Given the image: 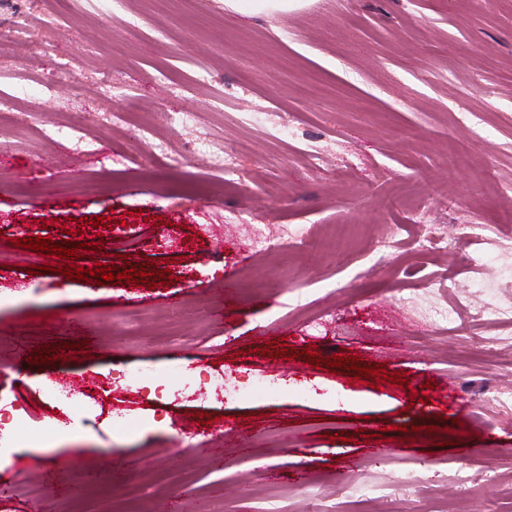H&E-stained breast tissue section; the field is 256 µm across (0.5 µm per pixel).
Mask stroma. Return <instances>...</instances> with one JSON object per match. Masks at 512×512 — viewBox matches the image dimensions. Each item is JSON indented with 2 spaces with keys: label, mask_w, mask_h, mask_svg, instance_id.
Returning a JSON list of instances; mask_svg holds the SVG:
<instances>
[{
  "label": "stroma",
  "mask_w": 512,
  "mask_h": 512,
  "mask_svg": "<svg viewBox=\"0 0 512 512\" xmlns=\"http://www.w3.org/2000/svg\"><path fill=\"white\" fill-rule=\"evenodd\" d=\"M25 9L0 0V96L14 103L0 123V406L32 411L51 449L0 464V512H178L188 497L223 512H512V409L483 399L512 369V335L487 349L497 323L469 316L512 310V253L475 242L477 263L457 272L448 249L415 246L424 224L512 236V195L474 179L488 169L512 184V0H310L272 16L224 0ZM31 35L54 46L33 68L20 55ZM105 76L113 110L135 98L143 112L107 119ZM254 109L266 125L248 120ZM175 112L199 121L173 125ZM283 123L293 138L274 137ZM197 140L232 153L235 172L189 155ZM309 226L312 248L252 249L256 229ZM389 235L394 248L367 265ZM36 236L82 244L79 266H152L171 282L66 279L61 258L15 245ZM303 305L324 314L321 328ZM438 312L468 333L435 329ZM281 337L298 359L265 353ZM51 344L65 363L30 364ZM310 346L409 384L374 389L315 367L301 357ZM169 364L194 388L224 370L284 392L257 404L159 400L120 377ZM54 374L92 380L103 407L54 401ZM113 413L140 429L105 432ZM396 425L429 431L394 449ZM462 447L478 449L477 467ZM460 474L467 483L452 487ZM30 483L40 500L22 495ZM353 484L371 487L367 503Z\"/></svg>",
  "instance_id": "35a3bbf8"
}]
</instances>
